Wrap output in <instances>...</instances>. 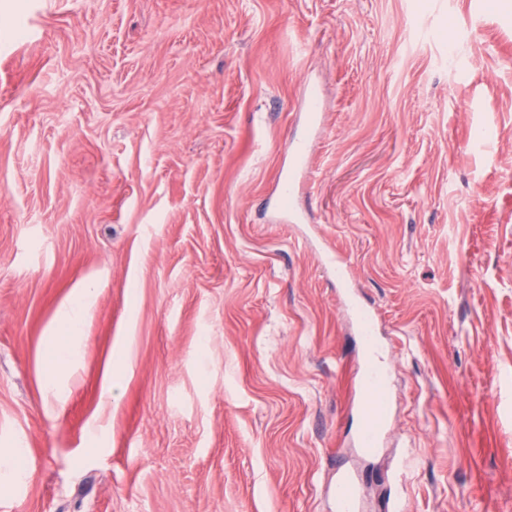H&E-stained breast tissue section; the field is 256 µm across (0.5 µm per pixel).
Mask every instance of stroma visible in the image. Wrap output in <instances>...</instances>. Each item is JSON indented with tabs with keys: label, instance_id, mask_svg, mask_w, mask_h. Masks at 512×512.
<instances>
[{
	"label": "stroma",
	"instance_id": "obj_1",
	"mask_svg": "<svg viewBox=\"0 0 512 512\" xmlns=\"http://www.w3.org/2000/svg\"><path fill=\"white\" fill-rule=\"evenodd\" d=\"M0 448V512H512V0H0ZM91 302V296L85 294L79 298L72 307L71 313L64 324L63 334L57 338L56 345L53 347L51 356L53 357L54 367L58 370L63 369L64 362L74 351L73 341L76 336L78 323L84 309ZM353 316L361 335L364 336L369 345L366 382L372 387L369 390L371 400L365 404L360 421L358 445L361 448L372 450L373 448H377L380 443L385 421V399L374 388L382 387L386 379L381 365L382 357L379 354V348L374 343L375 322L373 317L370 313L362 309H354ZM358 487L347 472H339L336 478V512H357Z\"/></svg>",
	"mask_w": 512,
	"mask_h": 512
}]
</instances>
